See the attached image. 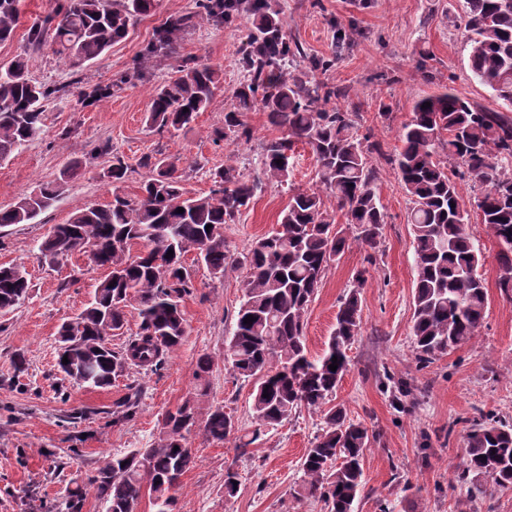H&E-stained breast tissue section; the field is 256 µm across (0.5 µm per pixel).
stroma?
Masks as SVG:
<instances>
[{
  "mask_svg": "<svg viewBox=\"0 0 512 512\" xmlns=\"http://www.w3.org/2000/svg\"><path fill=\"white\" fill-rule=\"evenodd\" d=\"M286 23L289 41L311 57L335 56V66L320 81L343 88L335 105L357 115L361 132L370 133L382 150L369 161L377 172L376 191L386 215L377 249L349 241L344 253L325 270L321 286L305 316L310 356L322 353L336 323L342 298L358 271L367 279L360 290L362 331L348 352L350 365L336 389L334 404L366 424L377 440L366 452L365 487L354 512H512V490L502 491L482 475L474 484L484 498L467 501L457 475L462 468L466 433L476 409L512 416V299L498 288L500 270L494 240L483 224L470 231L481 243L485 260L478 268L487 291L480 334L441 355L426 368L416 365L411 336L415 287L413 236L408 222L410 200L385 155L401 145L400 130L414 101L442 87L455 90L487 108L497 107L492 91L471 76L468 50L455 24L459 0H268ZM49 8V0H22L12 41L0 45V62L20 52L30 56L31 74L60 85L82 80L108 85L121 74L128 81L108 98L88 105L69 92L48 103L41 140L22 147L0 163V208L46 183L62 182L70 163L80 172L62 182L61 194L32 223L0 229V264L23 265L31 282L23 303L0 314V512H57L68 488H85L82 512H105L87 483L104 457L146 448L157 441L165 415L194 400L199 425L187 436L196 464L173 492L174 512H325L318 499L303 494L298 465L321 423L320 414L302 410L261 436L239 454L229 442H212L201 429L214 407H224L239 425L249 426L252 385L224 366V341L240 306L245 269L227 268L213 277L194 265V291L183 301L187 320L184 341L156 372L131 373L101 389L73 384L58 372L57 330L80 313L93 294L100 271L85 258L52 267L40 260L37 246L53 225L76 211L112 199L101 179L113 156H121L132 173L124 183L135 196L148 171L144 157L177 155L185 171L184 186L194 195L208 194L210 172L231 163L262 188L240 220L226 225L231 253L245 251L252 240L277 230L280 212L291 194L316 190L315 158L307 145L294 148L285 182L262 180L260 145L275 137L264 113L245 117L250 140L213 143L233 111L234 92L243 80L239 53L252 27L248 15L230 25L195 23L187 28L176 54H159L153 67L137 72L136 61L156 31L169 19L195 10V0H157L153 13L137 23L127 39L94 62L72 69L44 50H29L28 28ZM346 38L337 42L336 29ZM216 69L221 80L206 111L192 128L159 133L145 122L152 89L184 60ZM26 367L17 370L15 359ZM214 361L207 387L195 378L196 363ZM408 379L413 394L405 408H395L381 385L384 371ZM141 391L133 420L113 424L116 402L129 386ZM239 477L238 492L224 496V477Z\"/></svg>",
  "mask_w": 512,
  "mask_h": 512,
  "instance_id": "obj_1",
  "label": "stroma"
}]
</instances>
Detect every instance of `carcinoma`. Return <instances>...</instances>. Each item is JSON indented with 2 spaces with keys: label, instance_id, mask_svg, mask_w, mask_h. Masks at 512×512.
<instances>
[{
  "label": "carcinoma",
  "instance_id": "carcinoma-1",
  "mask_svg": "<svg viewBox=\"0 0 512 512\" xmlns=\"http://www.w3.org/2000/svg\"><path fill=\"white\" fill-rule=\"evenodd\" d=\"M155 6L156 0H55L51 11L29 28L28 43L79 68L126 40ZM198 8L196 18L202 21L226 23L242 12L253 17V31L239 58L247 79L237 88L236 106L225 114L224 130L214 132L215 140L250 139L245 114L265 112L281 136L261 145L263 175L287 180L295 144L309 146L320 183L344 212L354 240L376 248L385 214L368 154L377 145L359 133L351 113L328 107L344 91L285 73L304 61L314 70L330 61L309 58L291 45L283 21L267 0H199ZM19 16L20 0H0V44L13 40ZM458 17L472 77L493 91L499 107L480 106L447 87L426 96L415 102L403 125L401 147L388 158L411 203L408 223L416 273L411 333L422 364L478 336L487 307V291L477 275L484 255L469 232L459 180L478 187L473 207L499 246L503 275L498 288L512 298V174L504 172L512 167V0H463ZM190 22L189 16L176 17L158 29L155 41L140 55L137 70L149 69L159 51L175 50ZM218 82V74L207 65L178 66L173 76L154 87L146 123L159 132L190 127L209 107ZM65 91V86L34 80L25 52L0 64V162L41 138L45 105ZM180 164L179 156L144 158L140 166L150 175L130 198L117 190L131 168L123 159L112 158L101 175L116 189L112 201L74 213L38 244L41 257L51 264L78 253L105 271L88 306L58 330V369L78 384L88 373L96 388L109 387L132 370L159 369L185 336L182 302L193 289L186 254L193 253V261L217 278L229 266L244 268L243 299L224 341V364L237 378L254 382L251 431L242 432L234 416L217 407L205 421V435L211 441L232 440L245 454L249 445L301 409L320 412L322 427L300 463L301 488L321 500L327 512H353L364 487V455L376 436L330 402L348 370L347 351L361 333L359 288L365 271L357 272L341 301L323 354L309 358L305 316L326 267L347 244L322 194L294 193L282 210L279 229L253 240L236 256L225 245L224 225L236 222L258 183L229 163L211 172L208 194L190 196L182 185ZM60 190L59 184L46 185L19 197L0 209V227L30 223L55 204ZM180 207L184 212H178ZM135 244L141 248L134 254ZM30 288L23 266H0V308L21 304ZM131 299L139 306L140 324L117 349L110 337L124 328ZM249 315L253 322L246 324ZM334 357L337 369L332 371ZM383 386L397 408L412 395L406 379L388 372ZM137 408L135 391L117 403L112 417L129 421ZM195 423L196 407L187 400L167 414L151 447L104 458L90 484L105 512H136L146 494L157 512H173L170 491L196 464L186 443ZM471 473L486 476L501 490H512V424L492 414L472 421L458 480L466 482Z\"/></svg>",
  "mask_w": 512,
  "mask_h": 512
}]
</instances>
